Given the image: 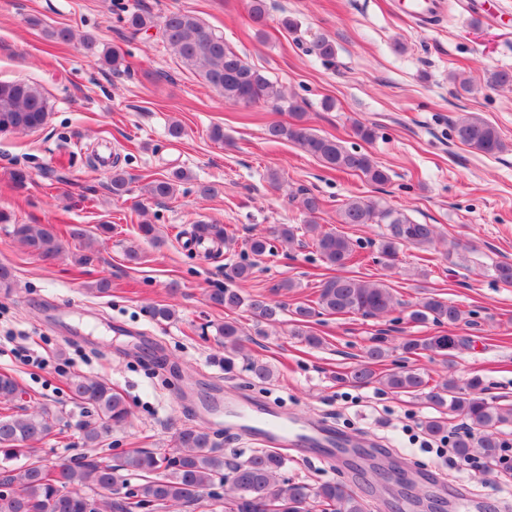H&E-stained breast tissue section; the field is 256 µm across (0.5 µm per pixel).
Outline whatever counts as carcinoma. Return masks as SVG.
<instances>
[{
	"label": "carcinoma",
	"mask_w": 512,
	"mask_h": 512,
	"mask_svg": "<svg viewBox=\"0 0 512 512\" xmlns=\"http://www.w3.org/2000/svg\"><path fill=\"white\" fill-rule=\"evenodd\" d=\"M248 13L258 27L265 25L268 6L266 0H249ZM126 25L131 35L160 28L161 39L181 63L196 72L205 83L219 92L224 101L249 106L264 101L273 106L288 101V110L297 118L303 116V106L291 97L285 98L264 71L250 65L229 47L224 35L205 27L190 11L176 10L162 22L147 10L130 13ZM311 50L317 56L330 60L336 55V45L327 38H318ZM462 91L472 93L512 87V70L499 69L486 74L483 85L477 86L469 78L459 80ZM49 103L35 85L23 81L0 82V133L26 132L44 126ZM459 143L484 155L494 156L508 150L509 145L499 131L488 121L472 113L457 117L451 125ZM271 141H294L307 153L319 159L326 168L338 172L360 173L369 181L384 184L389 180L387 171L378 166L366 153L347 149L336 137L322 136L302 124L274 123L267 127ZM120 155L112 161L109 189L112 195L122 197L129 192V181L119 169ZM189 178L182 169L175 168L162 179L145 185L151 199H166L174 195L178 183ZM308 214L304 233L313 240L325 263L343 268L354 261L351 241L335 232H324L317 224L316 214L321 201L314 195L304 198ZM342 224H387L390 234L381 242V252L393 261L403 244L424 246L432 243L435 230L431 224H415L405 214L379 207L363 198H351L340 212ZM13 236L30 252L45 261L56 259L62 244L49 224H13ZM193 238H208L217 244L229 243L224 227L219 224H197ZM210 302L229 311L243 303L233 288H219L209 296ZM394 306V296L388 286L348 276H329L322 281L314 305L303 304L295 308L297 329L294 335L303 337L313 347L322 339L305 329L309 318L317 310L328 314L380 316ZM248 309L256 322L277 320L280 306L262 297L252 299ZM409 318L421 324L433 320L439 324L456 325L462 311L456 305L433 295L415 303ZM224 338V347L235 351L241 345V329L234 321L217 326ZM465 339L446 334L424 339L408 338L402 349L408 354L429 350L442 356L457 350ZM387 357V351L371 346L364 360L352 368L349 378L359 385L374 382L385 385L396 393L423 394L430 404L447 408L462 416L468 427L449 436L454 454L464 460L482 459L497 465L503 445L498 428L512 422V408H504L482 397V381L474 378L467 389L452 380L430 385L422 373L413 369L389 371L374 370V365ZM73 397L90 406L95 421L83 427V443L95 446L112 428L127 423L131 412L121 394L100 379L76 375L69 383ZM21 389L18 381L8 373L0 374V512H154L172 506H197L204 498L209 512H309L310 506L320 512H366L364 501L348 491L340 482H324L316 487L304 483H290L279 478L283 459L263 448L253 451L245 460L229 462L214 453L218 443L202 427L181 429L175 438L174 450L157 453L138 450L114 463L107 458L78 460L70 465H50L35 455L30 443L50 436L57 417L46 409L31 415L19 414L10 406ZM132 472L140 483L124 493L122 472ZM227 485L224 495L210 493L215 485ZM108 490L116 495L110 502H102L81 491L83 487Z\"/></svg>",
	"instance_id": "obj_1"
}]
</instances>
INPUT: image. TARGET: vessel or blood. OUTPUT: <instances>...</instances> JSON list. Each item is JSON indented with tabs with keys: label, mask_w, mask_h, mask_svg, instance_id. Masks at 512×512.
<instances>
[{
	"label": "vessel or blood",
	"mask_w": 512,
	"mask_h": 512,
	"mask_svg": "<svg viewBox=\"0 0 512 512\" xmlns=\"http://www.w3.org/2000/svg\"><path fill=\"white\" fill-rule=\"evenodd\" d=\"M234 415L226 421L230 430H242L265 447L311 455L320 461H341L369 447L361 435L342 432L330 423L297 413L289 415L271 407H256L243 394L226 397Z\"/></svg>",
	"instance_id": "b4317fda"
}]
</instances>
